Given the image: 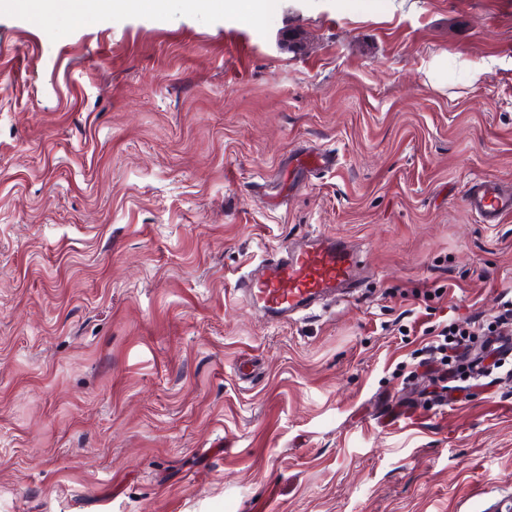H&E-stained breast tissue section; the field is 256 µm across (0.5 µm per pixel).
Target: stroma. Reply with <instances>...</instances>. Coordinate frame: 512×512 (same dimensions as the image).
Returning <instances> with one entry per match:
<instances>
[{
    "instance_id": "35a3bbf8",
    "label": "stroma",
    "mask_w": 512,
    "mask_h": 512,
    "mask_svg": "<svg viewBox=\"0 0 512 512\" xmlns=\"http://www.w3.org/2000/svg\"><path fill=\"white\" fill-rule=\"evenodd\" d=\"M477 177L512 183V0L1 13L0 512H507L512 379L414 367L512 295ZM319 231L350 295H234Z\"/></svg>"
}]
</instances>
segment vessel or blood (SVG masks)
<instances>
[{"instance_id":"1","label":"vessel or blood","mask_w":512,"mask_h":512,"mask_svg":"<svg viewBox=\"0 0 512 512\" xmlns=\"http://www.w3.org/2000/svg\"><path fill=\"white\" fill-rule=\"evenodd\" d=\"M464 203L485 224L512 216V191L492 179H473ZM358 279V256L347 242L311 235L263 259L238 278L235 289L269 321L281 322L356 288Z\"/></svg>"}]
</instances>
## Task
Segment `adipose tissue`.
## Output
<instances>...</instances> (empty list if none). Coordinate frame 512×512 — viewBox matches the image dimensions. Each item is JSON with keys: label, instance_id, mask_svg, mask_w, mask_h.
Masks as SVG:
<instances>
[{"label": "adipose tissue", "instance_id": "obj_1", "mask_svg": "<svg viewBox=\"0 0 512 512\" xmlns=\"http://www.w3.org/2000/svg\"><path fill=\"white\" fill-rule=\"evenodd\" d=\"M136 6L141 11H160L166 0H0V12L20 11L33 18L58 12L80 20L89 15H108L113 8Z\"/></svg>", "mask_w": 512, "mask_h": 512}]
</instances>
